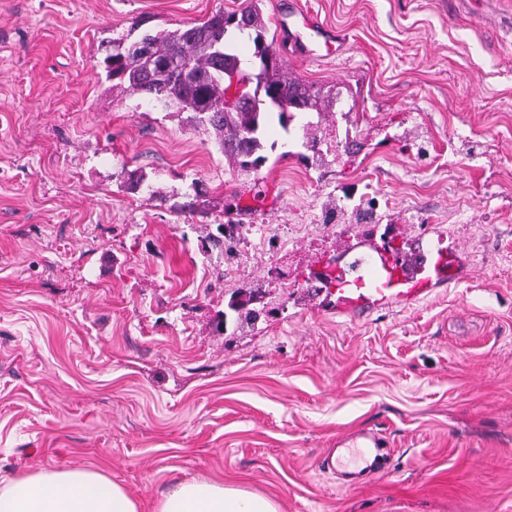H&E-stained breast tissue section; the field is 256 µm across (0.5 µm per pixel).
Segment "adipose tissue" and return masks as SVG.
Here are the masks:
<instances>
[{
	"label": "adipose tissue",
	"mask_w": 512,
	"mask_h": 512,
	"mask_svg": "<svg viewBox=\"0 0 512 512\" xmlns=\"http://www.w3.org/2000/svg\"><path fill=\"white\" fill-rule=\"evenodd\" d=\"M0 512H140L120 484L90 468L45 469L0 481ZM154 512H281L263 494L204 478L172 483Z\"/></svg>",
	"instance_id": "1"
}]
</instances>
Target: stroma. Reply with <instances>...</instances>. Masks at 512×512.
<instances>
[{
  "instance_id": "obj_1",
  "label": "stroma",
  "mask_w": 512,
  "mask_h": 512,
  "mask_svg": "<svg viewBox=\"0 0 512 512\" xmlns=\"http://www.w3.org/2000/svg\"><path fill=\"white\" fill-rule=\"evenodd\" d=\"M249 2L0 0V479L92 468L141 512L192 477L284 512H512V0H257L284 71L340 99L270 120L246 173L102 59ZM294 8L345 51L279 37ZM389 229L459 279L329 310L311 263ZM367 430L387 468L343 487L326 459Z\"/></svg>"
}]
</instances>
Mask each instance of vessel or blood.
Returning <instances> with one entry per match:
<instances>
[{"label": "vessel or blood", "mask_w": 512, "mask_h": 512, "mask_svg": "<svg viewBox=\"0 0 512 512\" xmlns=\"http://www.w3.org/2000/svg\"><path fill=\"white\" fill-rule=\"evenodd\" d=\"M455 269V260L447 250L421 248L406 252L398 241L389 238L356 246L331 261H315L308 281L337 312L351 313L415 301L435 285L454 280ZM354 445L365 461L363 468L349 474V484L357 485L381 474L382 467L377 435L361 432Z\"/></svg>", "instance_id": "obj_1"}]
</instances>
